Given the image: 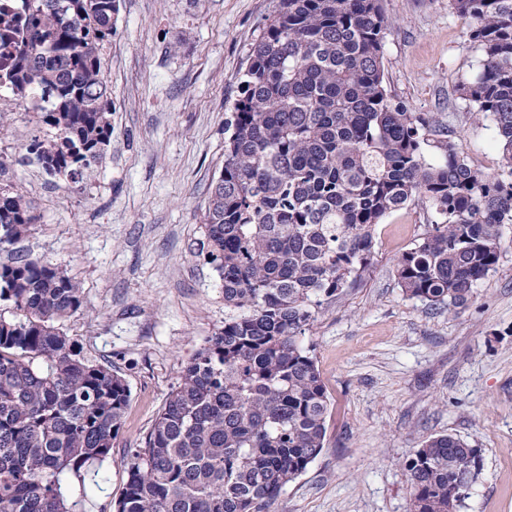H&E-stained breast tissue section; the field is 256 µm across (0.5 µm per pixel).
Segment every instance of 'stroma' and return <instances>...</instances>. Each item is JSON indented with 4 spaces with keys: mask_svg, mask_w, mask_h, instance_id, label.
Masks as SVG:
<instances>
[{
    "mask_svg": "<svg viewBox=\"0 0 512 512\" xmlns=\"http://www.w3.org/2000/svg\"><path fill=\"white\" fill-rule=\"evenodd\" d=\"M276 0H120L102 55L112 140L80 182L47 176L28 155L50 138L22 108L0 127L37 222L21 246L78 282L83 305L61 322L92 363L121 375L130 404L109 456L61 487L78 512H115L127 463L182 368L224 327V290L203 214L224 166L225 123L240 74ZM388 87L411 111L442 121L476 167L497 170L490 120L455 90L480 68L466 20L448 0H384ZM431 212L415 201L375 231L362 281L325 302L302 338L330 400L327 433L273 512H411L404 461L429 437L481 448L483 468L460 512H512V227L498 269L469 303L435 310L395 279Z\"/></svg>",
    "mask_w": 512,
    "mask_h": 512,
    "instance_id": "obj_1",
    "label": "stroma"
}]
</instances>
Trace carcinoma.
<instances>
[{
	"instance_id": "obj_1",
	"label": "carcinoma",
	"mask_w": 512,
	"mask_h": 512,
	"mask_svg": "<svg viewBox=\"0 0 512 512\" xmlns=\"http://www.w3.org/2000/svg\"><path fill=\"white\" fill-rule=\"evenodd\" d=\"M448 9L468 19L481 55L456 91L495 126L492 175L389 92L383 0H277L204 214L224 329L181 370L131 456L116 512H271L326 436L329 398L300 337L324 301L362 279L391 212L422 200L436 216L396 264L409 297L461 308L496 272L512 224V0ZM118 13L119 0H0V87L42 102L33 122L54 136L26 151L49 176L78 179L110 145L101 50ZM34 223L24 193L0 187V250H16ZM1 302L20 318L0 316V512H74L60 475L108 456L130 389L62 331L82 306L64 272L18 254L0 265ZM482 467L481 449L429 438L405 462L412 512H459V478Z\"/></svg>"
}]
</instances>
